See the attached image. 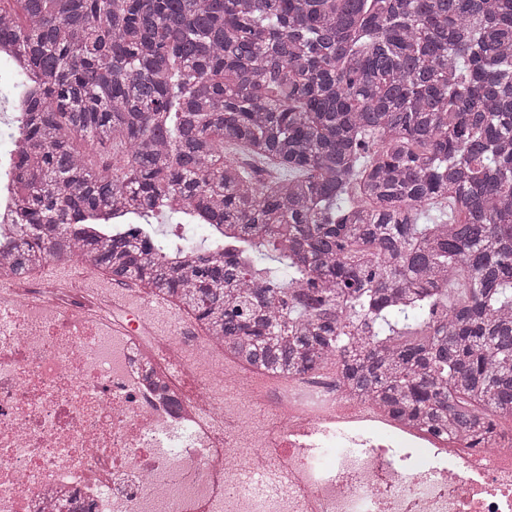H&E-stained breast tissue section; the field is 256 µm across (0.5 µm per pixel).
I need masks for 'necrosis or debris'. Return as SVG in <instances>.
I'll return each mask as SVG.
<instances>
[{"label": "necrosis or debris", "mask_w": 512, "mask_h": 512, "mask_svg": "<svg viewBox=\"0 0 512 512\" xmlns=\"http://www.w3.org/2000/svg\"><path fill=\"white\" fill-rule=\"evenodd\" d=\"M25 77L1 44V241L18 229ZM154 300L102 293L77 260L56 281L0 280V512H512V426L472 444L334 373L256 384Z\"/></svg>", "instance_id": "obj_1"}]
</instances>
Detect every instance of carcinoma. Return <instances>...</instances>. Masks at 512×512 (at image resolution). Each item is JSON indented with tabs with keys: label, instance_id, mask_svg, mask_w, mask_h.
Returning a JSON list of instances; mask_svg holds the SVG:
<instances>
[{
	"label": "carcinoma",
	"instance_id": "obj_1",
	"mask_svg": "<svg viewBox=\"0 0 512 512\" xmlns=\"http://www.w3.org/2000/svg\"><path fill=\"white\" fill-rule=\"evenodd\" d=\"M4 2L37 91L0 278L75 256L253 371L337 358L352 395L464 438L512 418V0ZM174 202L238 246L157 249ZM123 209L139 229L97 227Z\"/></svg>",
	"mask_w": 512,
	"mask_h": 512
}]
</instances>
